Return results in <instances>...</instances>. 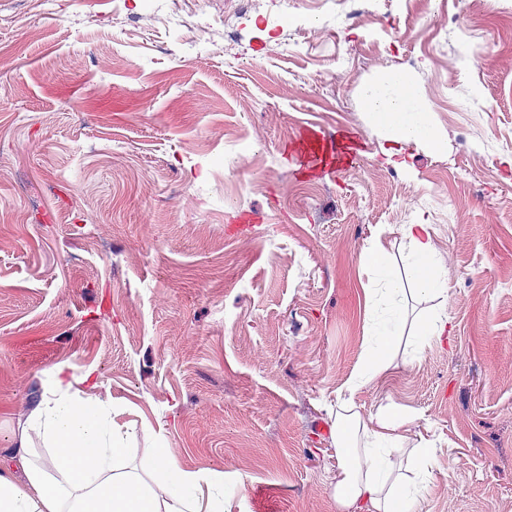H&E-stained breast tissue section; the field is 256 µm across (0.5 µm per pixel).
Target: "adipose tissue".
<instances>
[{"label": "adipose tissue", "instance_id": "obj_1", "mask_svg": "<svg viewBox=\"0 0 512 512\" xmlns=\"http://www.w3.org/2000/svg\"><path fill=\"white\" fill-rule=\"evenodd\" d=\"M366 111L387 142L427 144L444 152L446 135L434 127L416 83L392 69L363 91ZM409 246L405 271L388 260L381 243L362 255L373 287L370 348L354 377L360 386L386 371L388 352L398 343L404 320L400 276L418 294H441L434 273L435 248L428 225L402 227ZM108 400L85 394L71 379L57 377L31 408L15 435L0 448V512H224V483L206 470L181 468L158 449L140 465L124 458L133 431L115 425ZM410 417H381L367 423L353 403L336 412L340 472L334 494L346 512H413L414 495L391 478L393 451L408 444Z\"/></svg>", "mask_w": 512, "mask_h": 512}]
</instances>
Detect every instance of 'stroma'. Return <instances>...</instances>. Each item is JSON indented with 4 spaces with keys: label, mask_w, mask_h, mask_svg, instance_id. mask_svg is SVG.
<instances>
[{
    "label": "stroma",
    "mask_w": 512,
    "mask_h": 512,
    "mask_svg": "<svg viewBox=\"0 0 512 512\" xmlns=\"http://www.w3.org/2000/svg\"><path fill=\"white\" fill-rule=\"evenodd\" d=\"M0 0V448L56 372L92 373L130 460L224 476V512H342L334 418L397 409L430 444L415 512H512V42L499 0ZM459 14L453 28L437 14ZM239 38L224 39L225 17ZM417 84L448 150L386 157L362 92ZM427 223L444 296H408L349 391L381 241ZM448 316L442 313H434L431 315L424 316L416 321L414 328L415 332L419 336H443L448 332H451V328L448 329Z\"/></svg>",
    "instance_id": "stroma-1"
}]
</instances>
